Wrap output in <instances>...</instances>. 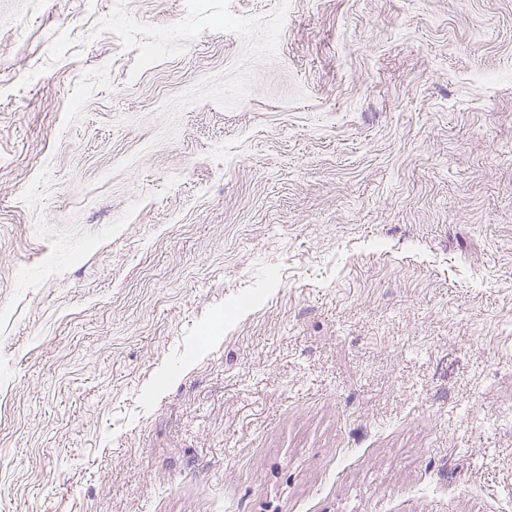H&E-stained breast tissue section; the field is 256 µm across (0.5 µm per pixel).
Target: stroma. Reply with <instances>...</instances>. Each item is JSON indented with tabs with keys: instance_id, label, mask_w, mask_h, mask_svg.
I'll return each instance as SVG.
<instances>
[{
	"instance_id": "obj_1",
	"label": "stroma",
	"mask_w": 512,
	"mask_h": 512,
	"mask_svg": "<svg viewBox=\"0 0 512 512\" xmlns=\"http://www.w3.org/2000/svg\"><path fill=\"white\" fill-rule=\"evenodd\" d=\"M0 512H512V0H0Z\"/></svg>"
}]
</instances>
